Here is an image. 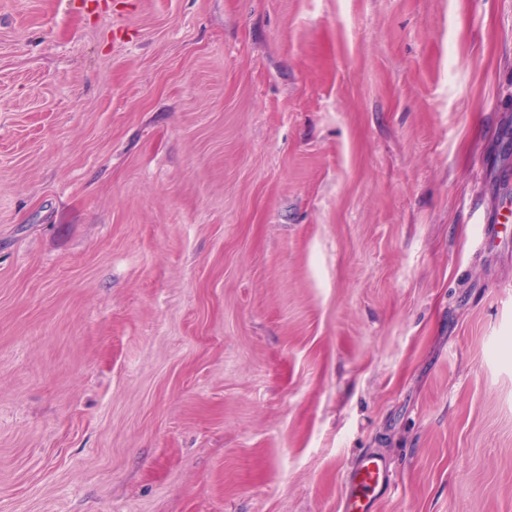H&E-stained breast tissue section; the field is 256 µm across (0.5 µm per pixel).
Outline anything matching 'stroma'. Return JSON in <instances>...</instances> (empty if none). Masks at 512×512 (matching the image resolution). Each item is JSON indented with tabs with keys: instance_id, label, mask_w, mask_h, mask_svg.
<instances>
[{
	"instance_id": "35a3bbf8",
	"label": "stroma",
	"mask_w": 512,
	"mask_h": 512,
	"mask_svg": "<svg viewBox=\"0 0 512 512\" xmlns=\"http://www.w3.org/2000/svg\"><path fill=\"white\" fill-rule=\"evenodd\" d=\"M0 0V512H512V0ZM386 458L362 456L354 465L342 500L343 512H374L376 499L388 486Z\"/></svg>"
}]
</instances>
